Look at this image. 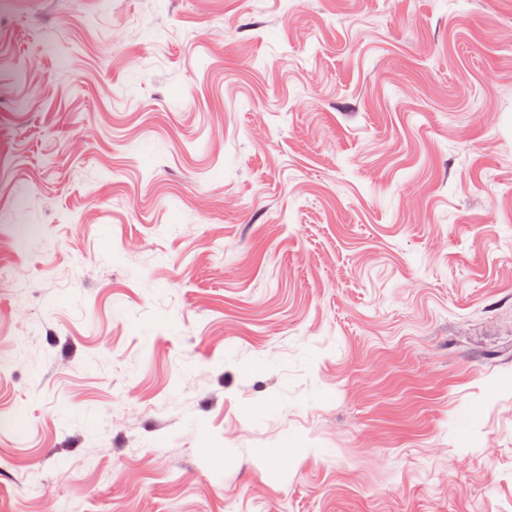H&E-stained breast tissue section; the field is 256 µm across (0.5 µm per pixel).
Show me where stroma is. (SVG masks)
<instances>
[{
	"label": "stroma",
	"instance_id": "stroma-1",
	"mask_svg": "<svg viewBox=\"0 0 512 512\" xmlns=\"http://www.w3.org/2000/svg\"><path fill=\"white\" fill-rule=\"evenodd\" d=\"M0 157V512H512V0H0Z\"/></svg>",
	"mask_w": 512,
	"mask_h": 512
}]
</instances>
